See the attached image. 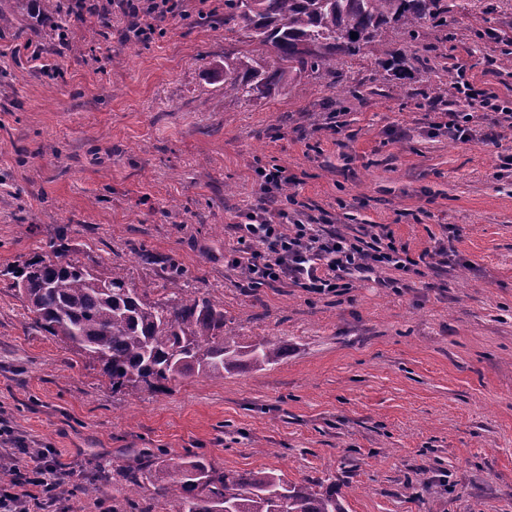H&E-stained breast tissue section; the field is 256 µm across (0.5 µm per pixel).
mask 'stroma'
Returning a JSON list of instances; mask_svg holds the SVG:
<instances>
[{"label": "stroma", "mask_w": 512, "mask_h": 512, "mask_svg": "<svg viewBox=\"0 0 512 512\" xmlns=\"http://www.w3.org/2000/svg\"><path fill=\"white\" fill-rule=\"evenodd\" d=\"M183 8L145 44L118 13L0 24V422L81 483L109 476L92 496L71 489L61 512H128L117 471L161 448L335 485L345 512H512V130L494 148L446 128L461 78L512 97L496 41L474 35L512 37V0H448L449 26L413 37L384 29L394 80L362 54L247 98L214 72L250 50L244 32ZM272 166L288 174L279 204L342 231L386 225L414 258L447 244V265L420 264L399 293L371 278L336 295L252 287L225 258ZM61 230L73 257L139 287L178 266L223 305L225 335L285 342L287 356L113 392L32 327L6 274Z\"/></svg>", "instance_id": "obj_1"}]
</instances>
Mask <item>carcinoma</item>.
I'll return each instance as SVG.
<instances>
[{
    "label": "carcinoma",
    "instance_id": "1",
    "mask_svg": "<svg viewBox=\"0 0 512 512\" xmlns=\"http://www.w3.org/2000/svg\"><path fill=\"white\" fill-rule=\"evenodd\" d=\"M442 0H224V28H238L273 54L262 65L251 53H226L217 64L224 94L249 96L283 89L306 75L365 50L380 76L395 70L377 56L384 27L411 33L448 19ZM28 0H0V20L24 11ZM356 38H351V34ZM33 327L70 346L100 369L112 391L158 392L194 375L222 379L240 369L261 370L286 354L279 341L241 345L224 337V306L191 288L162 293L140 288L114 267L104 277L70 256L64 232L9 271ZM149 468L122 473L130 490L147 476L169 512H345L336 485L292 484L271 469L221 471L205 458L144 452Z\"/></svg>",
    "mask_w": 512,
    "mask_h": 512
}]
</instances>
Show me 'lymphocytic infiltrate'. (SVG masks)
Segmentation results:
<instances>
[{
  "label": "lymphocytic infiltrate",
  "instance_id": "1",
  "mask_svg": "<svg viewBox=\"0 0 512 512\" xmlns=\"http://www.w3.org/2000/svg\"><path fill=\"white\" fill-rule=\"evenodd\" d=\"M70 10L97 16L120 10L131 17L138 42L150 41L161 22L177 17L180 0H71ZM448 112V132L469 135L475 120L486 121L482 142L496 143L497 130L512 128V106L493 91L459 84ZM237 239L233 268H244L253 285L281 284L311 294H336L355 277L373 274L379 285L398 287L402 277L417 273L419 262L398 246L380 224H367L353 234L321 224L311 214L257 205L245 224L234 225ZM0 446L13 449L14 478L0 489V512H59L60 489L73 481L75 470L60 462L51 448H29L13 427L0 423Z\"/></svg>",
  "mask_w": 512,
  "mask_h": 512
}]
</instances>
